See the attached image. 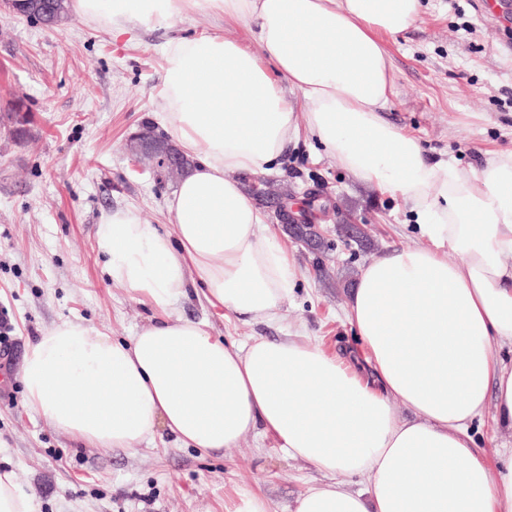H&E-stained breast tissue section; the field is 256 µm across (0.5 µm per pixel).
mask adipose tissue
<instances>
[{"mask_svg":"<svg viewBox=\"0 0 512 512\" xmlns=\"http://www.w3.org/2000/svg\"><path fill=\"white\" fill-rule=\"evenodd\" d=\"M196 0H69L119 36L168 27ZM247 24L254 49L173 35L155 113L192 159L161 233L132 208L97 226L113 283L160 313L127 341L67 320L25 354L26 405L83 444L133 449L166 429L193 448L263 428L289 457L333 475L294 512H512V456L491 469L470 426L486 408L512 429V151L479 170L430 163L388 123L393 72L378 33L421 0H208ZM309 136L363 184L402 197L429 246L364 266L348 319L360 351L302 336L239 348L167 313L189 288L211 306L271 320L297 276L238 177L271 171ZM363 476L365 491L344 487Z\"/></svg>","mask_w":512,"mask_h":512,"instance_id":"adipose-tissue-1","label":"adipose tissue"}]
</instances>
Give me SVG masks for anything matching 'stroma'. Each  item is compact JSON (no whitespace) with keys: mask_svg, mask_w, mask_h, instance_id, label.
I'll return each mask as SVG.
<instances>
[{"mask_svg":"<svg viewBox=\"0 0 512 512\" xmlns=\"http://www.w3.org/2000/svg\"><path fill=\"white\" fill-rule=\"evenodd\" d=\"M490 2L485 13L476 0H423L410 28L380 37L394 77L384 117L419 138L430 161L477 170L492 153L512 150V13L502 0ZM173 33L251 42L243 22L215 14L207 0L170 27L120 37L74 15L47 27L0 5V113L22 102L32 129L19 141L0 127V310L9 313L15 344L0 371L9 385L0 394V464L14 470L36 512H225L248 492L264 496L270 512H293L301 494L329 479L260 429L214 451L185 447L161 429L125 452L83 446L24 403V353L45 330L81 320L122 341L157 316L148 301L112 283L96 228L103 213L126 206L158 231L170 228L165 199L175 182L137 170L125 143L139 129L161 131L154 99L164 80L161 45ZM269 177L298 198L323 191L329 211L320 225L332 250L311 254L267 217L299 271L275 320L237 317L195 291L171 314L238 345L301 333L335 352L337 342L354 338L349 283L375 257L419 244L410 207L361 183L304 136ZM346 223L366 225L374 249L346 245L336 231ZM493 415L486 409L471 432L494 465L512 448V431L496 427Z\"/></svg>","mask_w":512,"mask_h":512,"instance_id":"35a3bbf8","label":"stroma"}]
</instances>
